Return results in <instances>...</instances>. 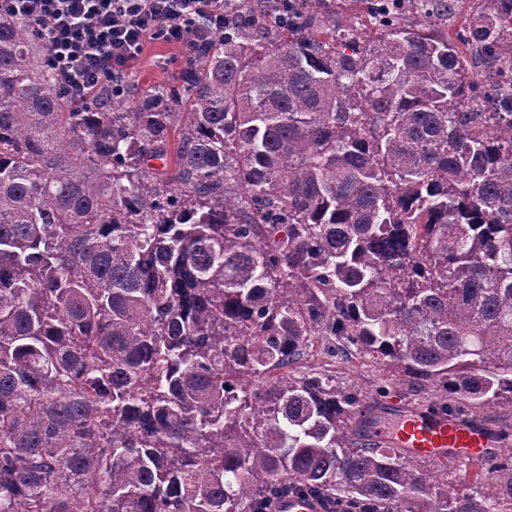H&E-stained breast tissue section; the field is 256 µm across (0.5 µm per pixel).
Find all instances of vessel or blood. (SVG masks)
<instances>
[{
	"label": "vessel or blood",
	"instance_id": "1",
	"mask_svg": "<svg viewBox=\"0 0 512 512\" xmlns=\"http://www.w3.org/2000/svg\"><path fill=\"white\" fill-rule=\"evenodd\" d=\"M372 434L376 441L416 458L484 459L500 446L497 432L438 407L412 406L391 397L379 412Z\"/></svg>",
	"mask_w": 512,
	"mask_h": 512
}]
</instances>
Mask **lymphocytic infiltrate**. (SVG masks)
<instances>
[{"mask_svg": "<svg viewBox=\"0 0 512 512\" xmlns=\"http://www.w3.org/2000/svg\"><path fill=\"white\" fill-rule=\"evenodd\" d=\"M235 0H0V19L35 27L46 66L77 98L109 88L123 96L145 44L183 47L187 58L223 32Z\"/></svg>", "mask_w": 512, "mask_h": 512, "instance_id": "1", "label": "lymphocytic infiltrate"}]
</instances>
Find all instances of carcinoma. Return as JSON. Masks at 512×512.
<instances>
[{
    "label": "carcinoma",
    "instance_id": "1",
    "mask_svg": "<svg viewBox=\"0 0 512 512\" xmlns=\"http://www.w3.org/2000/svg\"><path fill=\"white\" fill-rule=\"evenodd\" d=\"M249 0L176 86L72 101L0 19V512H491L367 443L380 405L274 380L310 336L458 417L512 413V0ZM180 127L174 160L169 134ZM161 165L154 166L152 162ZM453 1L450 9L448 10V36H452L457 27L464 24L467 19L477 13L481 6V0H445Z\"/></svg>",
    "mask_w": 512,
    "mask_h": 512
}]
</instances>
